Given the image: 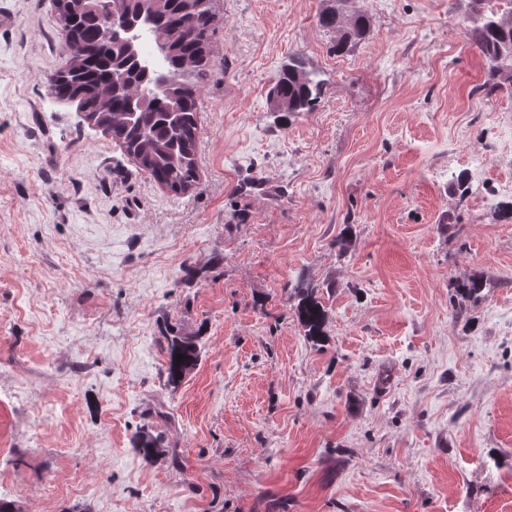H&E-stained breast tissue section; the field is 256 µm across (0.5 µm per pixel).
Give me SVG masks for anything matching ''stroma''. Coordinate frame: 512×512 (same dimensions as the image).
Masks as SVG:
<instances>
[{"instance_id": "obj_1", "label": "stroma", "mask_w": 512, "mask_h": 512, "mask_svg": "<svg viewBox=\"0 0 512 512\" xmlns=\"http://www.w3.org/2000/svg\"><path fill=\"white\" fill-rule=\"evenodd\" d=\"M331 2L217 0L176 195L49 93L53 0H0V495L21 512H512V91L486 87L467 0H349L372 24L341 55ZM293 53L325 88L287 116L268 92ZM167 324L202 344L175 389ZM140 429L180 465L145 463ZM298 292L294 298L292 309L304 334L315 343L325 340L326 309L315 296L314 288L297 287Z\"/></svg>"}]
</instances>
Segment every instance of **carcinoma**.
<instances>
[{
  "mask_svg": "<svg viewBox=\"0 0 512 512\" xmlns=\"http://www.w3.org/2000/svg\"><path fill=\"white\" fill-rule=\"evenodd\" d=\"M56 22L64 36L68 67L50 85L62 100L78 102L94 116L101 132L119 143L139 170L174 194L188 192L197 182L198 100L212 68V35L216 0H108L110 8L137 25L136 34L154 43L153 57L141 41L133 44L108 35V17L98 14V0H55ZM347 0H336L319 16L321 27L336 33L334 49L343 54L369 30L365 14H346ZM512 0H471L466 36L484 57L491 88H512ZM324 81L294 53L271 92L277 112H308L321 99ZM292 309L304 334L315 343L325 340L326 309L312 288H300ZM167 385H178L198 364L196 336L165 329ZM184 359L176 361L175 354ZM131 444L143 460L161 457L179 464V454L160 446L158 438L136 433Z\"/></svg>",
  "mask_w": 512,
  "mask_h": 512,
  "instance_id": "obj_1",
  "label": "carcinoma"
}]
</instances>
